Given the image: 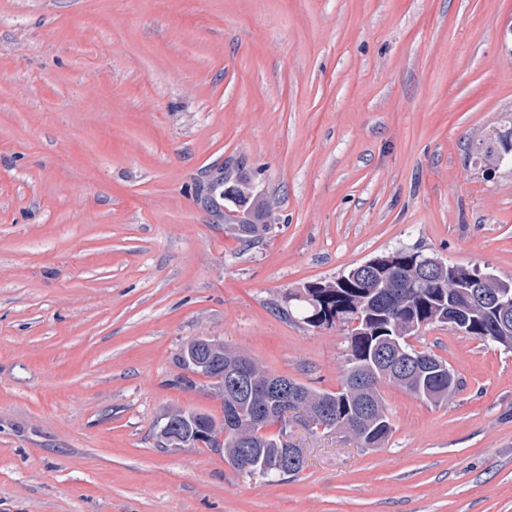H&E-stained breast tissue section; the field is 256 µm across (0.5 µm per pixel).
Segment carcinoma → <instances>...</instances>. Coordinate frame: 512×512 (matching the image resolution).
<instances>
[{"instance_id": "cac0c4a2", "label": "carcinoma", "mask_w": 512, "mask_h": 512, "mask_svg": "<svg viewBox=\"0 0 512 512\" xmlns=\"http://www.w3.org/2000/svg\"><path fill=\"white\" fill-rule=\"evenodd\" d=\"M468 158L489 170L508 164L512 161V128L500 131L496 141L477 140ZM250 183V178L215 163L199 182L196 196L215 223L228 224L245 241L255 242L268 234L279 218L268 202L248 193ZM384 257L392 263L385 281L376 274L366 277L348 270L331 280L304 286L317 312L301 313L302 323L321 327L338 321L346 330L342 384L335 392H320L288 381L311 412L330 411V416L314 420V429L343 432L359 447L371 450L384 447L392 432L380 393L382 383L399 386L432 404L447 402L460 390L457 379L448 378L454 371L446 361L409 342L420 328L448 323L451 309L461 332L512 350V327L500 329L492 310L462 293L468 284L493 294L512 286V278L491 273L483 282H472L470 268L465 266L456 267V274L450 277L448 266L419 247L396 248ZM311 314L316 319H307ZM397 356L412 359L420 370L396 374L391 363ZM195 357L205 363L197 373L210 380V388L223 402L224 418L218 422L203 412L169 409L161 417L163 444H202L224 451V461L230 465L257 466L282 479L298 474L304 467L303 453L287 454L280 441L288 425L283 412L291 406L290 394L269 390L273 374L217 338L187 342L178 364L186 370ZM238 368L245 370L254 396L232 389L225 371Z\"/></svg>"}]
</instances>
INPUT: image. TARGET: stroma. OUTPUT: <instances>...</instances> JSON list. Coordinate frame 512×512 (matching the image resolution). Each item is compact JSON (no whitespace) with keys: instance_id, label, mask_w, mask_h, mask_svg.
I'll return each instance as SVG.
<instances>
[{"instance_id":"1","label":"stroma","mask_w":512,"mask_h":512,"mask_svg":"<svg viewBox=\"0 0 512 512\" xmlns=\"http://www.w3.org/2000/svg\"><path fill=\"white\" fill-rule=\"evenodd\" d=\"M512 0H0V512H512V350L430 326L462 389L385 384L392 434L288 426L275 480L162 447L167 408L221 416L178 356L218 338L341 385L342 326L289 293L398 246L512 276V167L471 165L512 121ZM280 217L227 235L204 170Z\"/></svg>"}]
</instances>
